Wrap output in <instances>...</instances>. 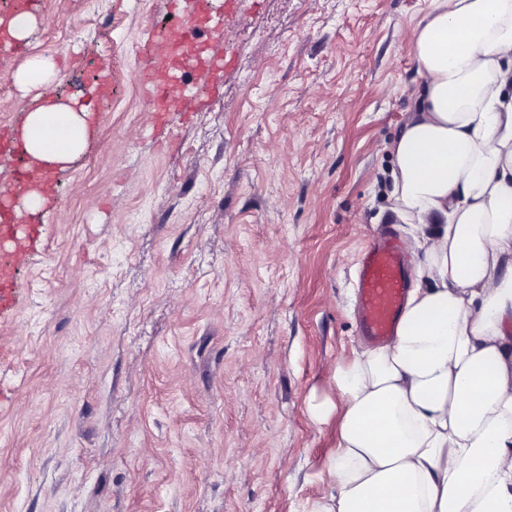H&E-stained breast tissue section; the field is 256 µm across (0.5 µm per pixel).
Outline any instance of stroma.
<instances>
[{"label":"stroma","instance_id":"1","mask_svg":"<svg viewBox=\"0 0 512 512\" xmlns=\"http://www.w3.org/2000/svg\"><path fill=\"white\" fill-rule=\"evenodd\" d=\"M427 0H214L187 120L139 80L178 0H38L16 69L95 130L0 317V512H315L360 338L356 262L423 81ZM0 71L10 74L15 82L26 92L38 89L48 83L55 75V64L51 59L36 58L30 61L24 70L13 72L12 60L8 56H0Z\"/></svg>","mask_w":512,"mask_h":512}]
</instances>
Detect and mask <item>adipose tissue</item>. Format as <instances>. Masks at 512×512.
<instances>
[{
    "mask_svg": "<svg viewBox=\"0 0 512 512\" xmlns=\"http://www.w3.org/2000/svg\"><path fill=\"white\" fill-rule=\"evenodd\" d=\"M424 81L388 150L418 256L393 339L336 364V494L317 512H512V0H430ZM28 152L68 162L74 110L29 112Z\"/></svg>",
    "mask_w": 512,
    "mask_h": 512,
    "instance_id": "adipose-tissue-1",
    "label": "adipose tissue"
}]
</instances>
